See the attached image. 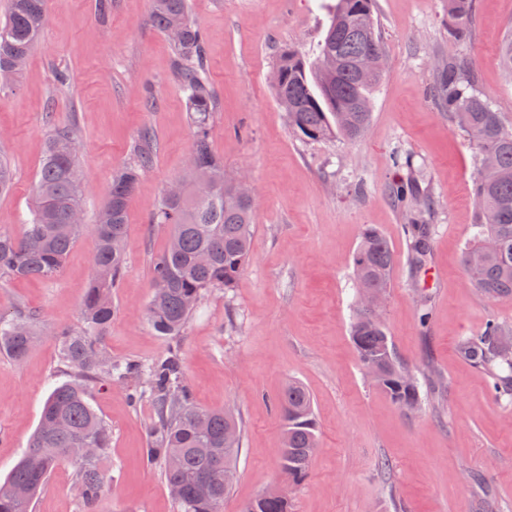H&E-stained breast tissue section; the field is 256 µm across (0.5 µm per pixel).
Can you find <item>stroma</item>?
I'll list each match as a JSON object with an SVG mask.
<instances>
[{
	"mask_svg": "<svg viewBox=\"0 0 512 512\" xmlns=\"http://www.w3.org/2000/svg\"><path fill=\"white\" fill-rule=\"evenodd\" d=\"M335 2L190 0L218 99L211 146L225 175L245 181L256 204L252 257L234 288L207 291L182 336L168 338L147 320L151 260L170 236L150 218L193 144L171 44L149 21L151 0H112L105 16L97 0H55L16 87L0 90V151L14 169L11 192L0 196V231L22 234L45 141L61 128L76 138L85 227L56 278L0 281V312L77 326L93 274L97 213L113 173L132 163L135 140L151 129L156 153L129 201L125 270L104 346L113 359L144 365L178 349L194 402L238 414L242 448L223 512H244L282 480L275 403L292 381L313 398L319 449L288 512H512V401L496 399L459 353L489 319L512 324V298L485 299L463 270L479 157L430 95L437 64L458 58L512 125V74L499 61L512 32V0H475L463 41L448 0H375L385 72L371 123L355 142L305 143L292 134L271 77L281 50L315 53ZM407 157L435 200L430 251L418 267L390 195L409 174ZM367 225L385 233L395 255L381 321L397 354L410 370L432 368L444 378L410 414L366 375L349 332L352 258ZM62 370L49 336L23 361L0 354L1 477L27 447ZM89 389L112 432L105 461L112 482L96 512H173L161 468L146 457L151 403L130 402L116 383ZM33 512H83L72 467L51 475Z\"/></svg>",
	"mask_w": 512,
	"mask_h": 512,
	"instance_id": "1",
	"label": "stroma"
}]
</instances>
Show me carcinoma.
Segmentation results:
<instances>
[{
    "instance_id": "carcinoma-1",
    "label": "carcinoma",
    "mask_w": 512,
    "mask_h": 512,
    "mask_svg": "<svg viewBox=\"0 0 512 512\" xmlns=\"http://www.w3.org/2000/svg\"><path fill=\"white\" fill-rule=\"evenodd\" d=\"M48 5L49 0H9L0 22V70L12 67L18 58L26 63L45 25ZM472 11L473 0H448V14L456 20V36L461 40L469 34ZM365 13L373 14V0H336L314 59L290 50L281 54L277 64L281 80L273 91L299 140L352 141L368 129L371 110L352 111L357 102L370 104L371 92L381 79L378 75L362 81L355 68L357 57L367 48L355 21ZM150 22L165 36L172 28L180 30L179 38L172 41L173 73L185 93L194 128L196 170L186 174L189 190L181 199L162 195L151 216V223L170 228V240L152 259L148 322L159 335L175 337L183 333L203 294L233 287L249 263L254 209L236 200L232 181H206L224 168V160L210 145V121L218 103L207 75L204 36L189 0H151ZM432 97L471 137L480 161L481 172L471 189L476 232L474 244L463 255L464 270L486 299L512 297V128L477 92L474 72L452 58L436 69ZM155 151L152 132L142 130L133 145L134 165L112 175L95 224L93 275L79 326L48 331L32 316H0V353L21 361L37 337L48 334L58 342L69 376L48 395L27 448L0 481V512H31L36 496L64 464L74 468L84 512H95L109 488L103 460L111 430L90 403L86 381L130 382L133 401L151 400L154 420L148 429L147 457L161 466L175 512H222L224 497L232 489V484L224 483V469L236 468L241 449L238 417L194 403L178 351L145 367L133 360L114 361L103 347L115 313L112 290L125 268V256L113 249L112 240L126 238L129 200L140 172L152 165ZM404 164L410 176L392 194L405 204L402 228L410 259L415 260L430 246L434 201L421 187L412 162L407 159ZM12 187L10 161L0 153V195ZM83 195L73 132L59 129L46 141L22 235L0 232V278L57 276L83 229L73 221L74 212L82 210ZM394 263L386 236L376 226H366L353 255L357 290L387 292ZM350 333L360 363L378 371L375 384L398 408L424 402L416 374L397 356L379 315L356 308ZM504 336L512 337V325L491 320L480 336L461 343L460 353L487 376L495 397L512 399V352L501 350ZM276 407L285 427L280 469L298 483L312 463L309 449L318 447L310 394L302 384L290 383ZM74 448H92L94 453L75 461ZM246 512H288V499L268 492L252 501Z\"/></svg>"
}]
</instances>
